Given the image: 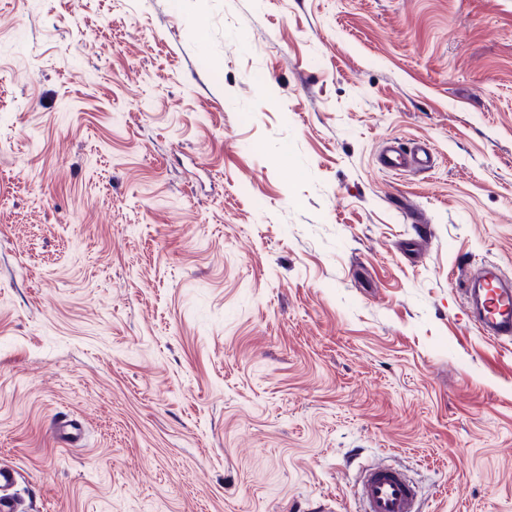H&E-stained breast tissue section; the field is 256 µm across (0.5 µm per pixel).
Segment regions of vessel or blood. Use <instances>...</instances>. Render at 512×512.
<instances>
[{
	"label": "vessel or blood",
	"mask_w": 512,
	"mask_h": 512,
	"mask_svg": "<svg viewBox=\"0 0 512 512\" xmlns=\"http://www.w3.org/2000/svg\"><path fill=\"white\" fill-rule=\"evenodd\" d=\"M378 162L389 171L428 170L434 165L430 146L416 142L403 146L384 142ZM468 312L487 336L512 341V277L495 262L481 263L459 283ZM15 467L0 463V512H26V505L16 495ZM362 512H421L418 492L405 471L384 464L365 469L356 486Z\"/></svg>",
	"instance_id": "b4317fda"
}]
</instances>
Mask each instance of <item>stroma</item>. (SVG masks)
I'll list each match as a JSON object with an SVG mask.
<instances>
[{"label":"stroma","instance_id":"obj_1","mask_svg":"<svg viewBox=\"0 0 512 512\" xmlns=\"http://www.w3.org/2000/svg\"><path fill=\"white\" fill-rule=\"evenodd\" d=\"M434 170L383 172L386 140ZM512 0H0V462L30 512H512ZM82 441L54 439L56 419ZM475 325L486 336L512 341V278L496 262H483L459 283ZM362 512H421L416 486L405 471L384 464L365 469L356 486Z\"/></svg>","mask_w":512,"mask_h":512}]
</instances>
